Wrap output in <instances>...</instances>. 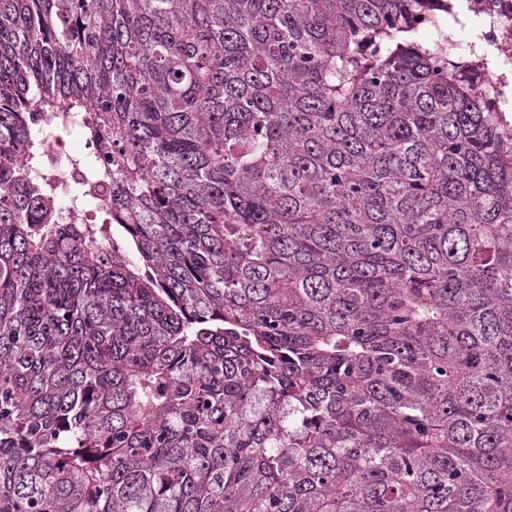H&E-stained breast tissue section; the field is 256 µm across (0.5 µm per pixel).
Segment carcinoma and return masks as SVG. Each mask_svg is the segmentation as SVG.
I'll return each instance as SVG.
<instances>
[{
	"label": "carcinoma",
	"instance_id": "obj_1",
	"mask_svg": "<svg viewBox=\"0 0 512 512\" xmlns=\"http://www.w3.org/2000/svg\"><path fill=\"white\" fill-rule=\"evenodd\" d=\"M442 2L0 0V512H512V142ZM30 122L38 126L42 133V165L33 172L32 178H51L58 188L56 208L68 222L80 213L82 209H100L108 204L104 195H89L84 193L86 186L94 173L102 166V158L93 148L92 142L84 134L81 137V147L73 149L71 130L64 126L46 122L43 112H39L37 100L30 103ZM80 194L81 202L76 203V195Z\"/></svg>",
	"mask_w": 512,
	"mask_h": 512
}]
</instances>
